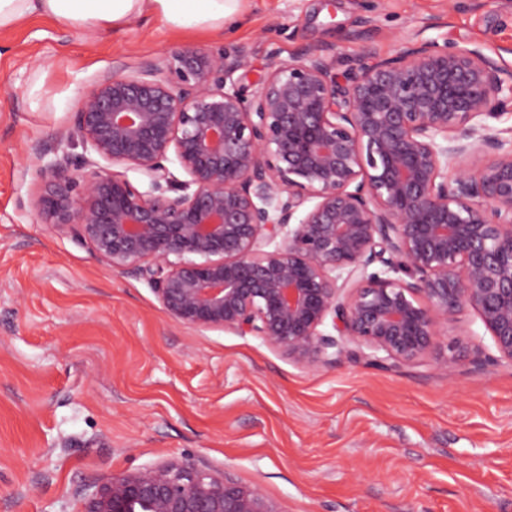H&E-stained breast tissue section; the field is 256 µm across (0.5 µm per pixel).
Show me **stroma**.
Masks as SVG:
<instances>
[{
    "mask_svg": "<svg viewBox=\"0 0 512 512\" xmlns=\"http://www.w3.org/2000/svg\"><path fill=\"white\" fill-rule=\"evenodd\" d=\"M414 33L512 69V0H246L215 30L143 17L97 36L35 16L0 33V512H79L76 488L184 457L281 512H512V361L474 311L448 321L447 341L468 344L447 368L306 369L260 337L168 317L146 279L32 210L37 162L66 151L60 133L113 66L246 46L249 91L270 50L391 54Z\"/></svg>",
    "mask_w": 512,
    "mask_h": 512,
    "instance_id": "obj_1",
    "label": "stroma"
}]
</instances>
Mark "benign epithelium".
Masks as SVG:
<instances>
[{"label":"benign epithelium","mask_w":512,"mask_h":512,"mask_svg":"<svg viewBox=\"0 0 512 512\" xmlns=\"http://www.w3.org/2000/svg\"><path fill=\"white\" fill-rule=\"evenodd\" d=\"M250 56L114 67L63 136L82 152L38 168L39 223L146 277L168 316L305 368L368 349L446 369L442 330L467 309L512 360V138L490 124L512 109V71L415 36L386 57L364 45L341 73L334 47H305L248 93ZM77 496L80 512H281L187 458Z\"/></svg>","instance_id":"benign-epithelium-1"}]
</instances>
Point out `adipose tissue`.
Returning a JSON list of instances; mask_svg holds the SVG:
<instances>
[{"label": "adipose tissue", "instance_id": "obj_1", "mask_svg": "<svg viewBox=\"0 0 512 512\" xmlns=\"http://www.w3.org/2000/svg\"><path fill=\"white\" fill-rule=\"evenodd\" d=\"M244 0H0V31L40 15L66 27L108 33L132 20L154 17L175 31L220 29L243 10Z\"/></svg>", "mask_w": 512, "mask_h": 512}]
</instances>
